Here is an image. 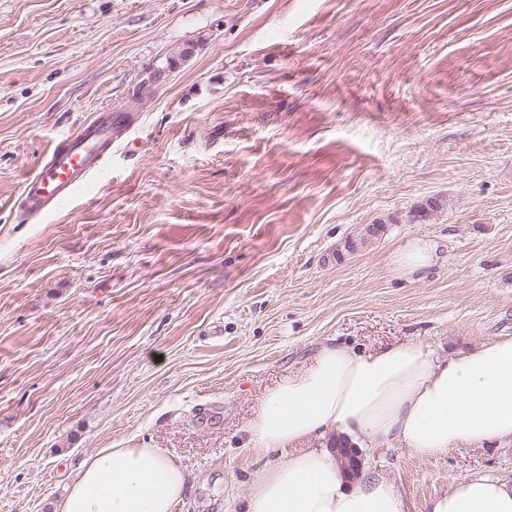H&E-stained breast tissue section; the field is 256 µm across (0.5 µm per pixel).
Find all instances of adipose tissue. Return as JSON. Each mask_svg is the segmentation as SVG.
Segmentation results:
<instances>
[{"mask_svg": "<svg viewBox=\"0 0 512 512\" xmlns=\"http://www.w3.org/2000/svg\"><path fill=\"white\" fill-rule=\"evenodd\" d=\"M246 431L250 451L268 462L243 512H405L387 478L346 484L320 439L337 432L426 456L512 443V336L444 358L413 341L369 353L324 346L310 368L266 394ZM273 451L285 460L270 459ZM187 483L162 449L101 448L78 463L55 512H173ZM427 512H512V477L461 478Z\"/></svg>", "mask_w": 512, "mask_h": 512, "instance_id": "adipose-tissue-1", "label": "adipose tissue"}]
</instances>
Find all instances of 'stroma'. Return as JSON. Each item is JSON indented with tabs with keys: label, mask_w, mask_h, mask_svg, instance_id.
Instances as JSON below:
<instances>
[{
	"label": "stroma",
	"mask_w": 512,
	"mask_h": 512,
	"mask_svg": "<svg viewBox=\"0 0 512 512\" xmlns=\"http://www.w3.org/2000/svg\"><path fill=\"white\" fill-rule=\"evenodd\" d=\"M108 110L135 115L108 169L25 219V177ZM411 238L436 245L419 280L391 264ZM498 336L512 0H0V512H53L112 447L190 473L174 512H239L267 462L246 423L324 345ZM359 454L406 512L512 476V444Z\"/></svg>",
	"instance_id": "1"
}]
</instances>
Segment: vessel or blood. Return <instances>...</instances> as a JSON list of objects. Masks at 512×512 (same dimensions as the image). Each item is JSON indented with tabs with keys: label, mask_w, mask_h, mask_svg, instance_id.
I'll return each mask as SVG.
<instances>
[{
	"label": "vessel or blood",
	"mask_w": 512,
	"mask_h": 512,
	"mask_svg": "<svg viewBox=\"0 0 512 512\" xmlns=\"http://www.w3.org/2000/svg\"><path fill=\"white\" fill-rule=\"evenodd\" d=\"M132 114L108 112L62 140L23 182L22 213L33 219L51 205L75 194L100 170L112 151V141L131 124Z\"/></svg>",
	"instance_id": "vessel-or-blood-1"
}]
</instances>
